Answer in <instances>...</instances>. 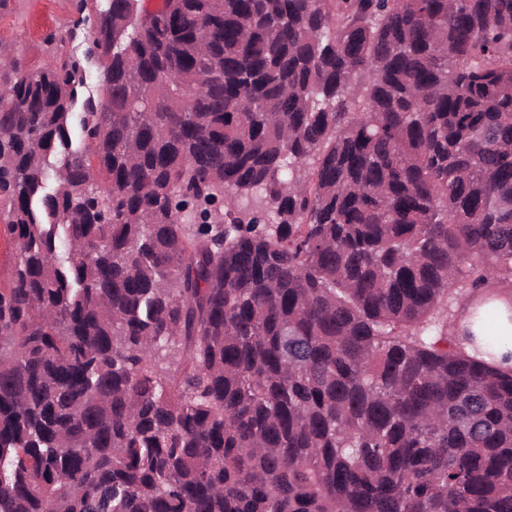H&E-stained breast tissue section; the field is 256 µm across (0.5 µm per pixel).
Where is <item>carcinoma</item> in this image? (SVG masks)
<instances>
[{
  "instance_id": "carcinoma-1",
  "label": "carcinoma",
  "mask_w": 512,
  "mask_h": 512,
  "mask_svg": "<svg viewBox=\"0 0 512 512\" xmlns=\"http://www.w3.org/2000/svg\"><path fill=\"white\" fill-rule=\"evenodd\" d=\"M80 14L0 63V512H512V0ZM17 260L15 239L4 224H0V287L7 285ZM463 309L455 313L451 319L449 332L456 328V322ZM494 319V327L498 336L504 341L492 352V356L481 355L492 366L501 370H512V292L484 290L466 306L457 323V336L469 352L483 346L486 336L485 317Z\"/></svg>"
}]
</instances>
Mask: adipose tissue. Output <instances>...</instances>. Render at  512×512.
<instances>
[{
  "label": "adipose tissue",
  "mask_w": 512,
  "mask_h": 512,
  "mask_svg": "<svg viewBox=\"0 0 512 512\" xmlns=\"http://www.w3.org/2000/svg\"><path fill=\"white\" fill-rule=\"evenodd\" d=\"M503 342L489 356V363L501 370H512V292L486 290L466 306L457 323V334L466 350L481 348L486 334V318Z\"/></svg>",
  "instance_id": "1"
}]
</instances>
